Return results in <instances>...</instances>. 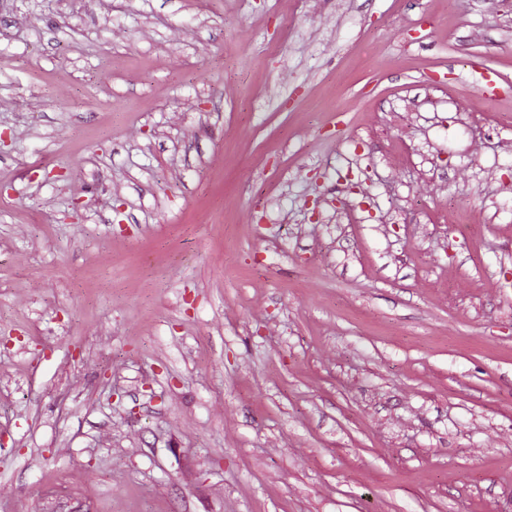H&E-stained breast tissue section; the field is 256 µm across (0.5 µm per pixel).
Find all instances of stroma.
<instances>
[{
	"label": "stroma",
	"mask_w": 512,
	"mask_h": 512,
	"mask_svg": "<svg viewBox=\"0 0 512 512\" xmlns=\"http://www.w3.org/2000/svg\"><path fill=\"white\" fill-rule=\"evenodd\" d=\"M0 512H512V0H0Z\"/></svg>",
	"instance_id": "35a3bbf8"
}]
</instances>
